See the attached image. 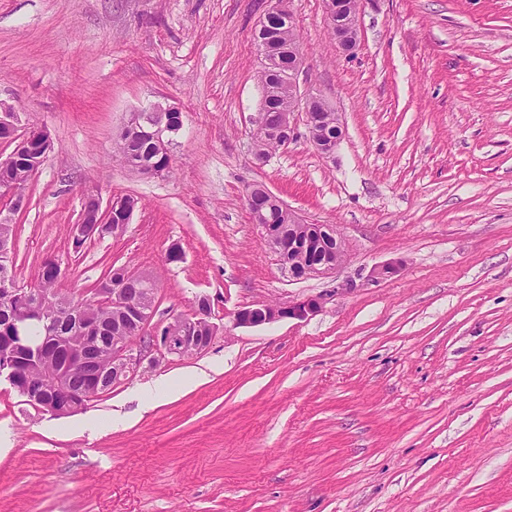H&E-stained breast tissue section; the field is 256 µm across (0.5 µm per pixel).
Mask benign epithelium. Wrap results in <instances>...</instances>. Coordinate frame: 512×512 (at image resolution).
<instances>
[{
    "label": "benign epithelium",
    "mask_w": 512,
    "mask_h": 512,
    "mask_svg": "<svg viewBox=\"0 0 512 512\" xmlns=\"http://www.w3.org/2000/svg\"><path fill=\"white\" fill-rule=\"evenodd\" d=\"M329 26L335 30L336 41L343 51L352 53L357 45L358 14L347 10L340 0H324ZM294 19L289 9V0H271L270 6L259 22V30L271 26L275 17ZM258 50L262 68H274L278 61L279 50L271 47L262 39L258 41ZM291 59L288 65V89L291 92V105L283 120V132L286 134L282 146H287L297 137L292 124V114L302 110L306 126L314 145L322 152H331L339 143L342 134L341 122H336V137L327 138L321 134L318 126L322 119L314 116V104L321 95L312 87L300 86L299 72L302 65L299 48L285 46ZM176 108L154 104L147 110L135 112L124 128L123 133L135 132L147 125L154 143L162 152H170L174 137L180 128H172L166 119V113ZM0 125L18 128L23 125L21 113L12 107L0 103ZM268 138L263 119H258L253 133L254 158L264 160L259 146ZM9 142L15 144L12 152L4 159L0 158V170L6 168L22 154L29 155L41 151L38 162H44L51 150V138L44 129L29 128L21 136H14ZM25 184L21 181L3 179L0 181V198L16 201L23 198ZM269 201L288 212V224L266 223L263 206L253 198L254 190H249L246 202L262 235L272 251L278 255L282 268L288 277L294 280L312 276L326 275L336 269L344 255V242L341 236L328 224H305L299 217L267 188H262ZM131 215L121 211L120 202L113 199L105 208H97L94 215L82 214L81 219L71 228L73 243L80 245L106 233L119 235L130 223ZM323 249L321 257H308L309 247ZM14 238L6 226L0 227V297L17 309L19 319L39 324L45 333H50L55 324V316L48 311L57 304V299L41 290L21 288L10 277ZM126 292L118 282H105L94 296L95 304L125 306L127 319L139 330L146 331L141 340L132 344L122 336L101 335L102 324H86L83 336L65 343L66 364L48 378H28L21 380L19 366L31 357L43 358L46 355L45 344L33 345L36 336H24L17 332L7 337V345L0 350V377L3 376L30 404L53 415L74 414L88 404V395L94 391L105 393L121 384L139 371L144 360L156 362V356L184 358L204 351L218 332L211 322V303L208 297L201 298L200 307L190 316H173L164 324H152L154 305L144 299L127 304ZM320 302L308 299L290 306L262 304L247 306L234 312V325L237 327H257L282 319H304L314 313ZM75 371L85 372L84 385L75 389L70 384V375Z\"/></svg>",
    "instance_id": "obj_1"
}]
</instances>
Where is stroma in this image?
<instances>
[{"label":"stroma","mask_w":512,"mask_h":512,"mask_svg":"<svg viewBox=\"0 0 512 512\" xmlns=\"http://www.w3.org/2000/svg\"><path fill=\"white\" fill-rule=\"evenodd\" d=\"M268 7L0 0V102L54 142L22 206L0 201L18 282L56 257L59 293L86 299L124 265L156 279L155 321L207 295L219 327L70 416L1 380L0 512H512V0H361L349 56L323 0H291L302 78L344 133L321 154L294 113L297 139L259 166ZM154 103L183 126L147 178L116 142ZM254 184L336 227L333 274L288 278ZM88 191L139 204L76 251ZM309 298L304 319L231 322Z\"/></svg>","instance_id":"1"}]
</instances>
